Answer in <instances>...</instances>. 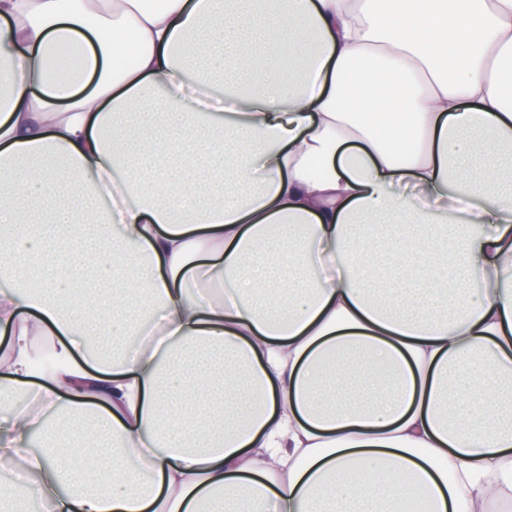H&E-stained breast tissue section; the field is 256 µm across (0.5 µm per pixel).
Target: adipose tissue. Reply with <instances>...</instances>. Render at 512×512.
<instances>
[{
  "mask_svg": "<svg viewBox=\"0 0 512 512\" xmlns=\"http://www.w3.org/2000/svg\"><path fill=\"white\" fill-rule=\"evenodd\" d=\"M506 168L512 0H0V512H486Z\"/></svg>",
  "mask_w": 512,
  "mask_h": 512,
  "instance_id": "ef3b65f1",
  "label": "adipose tissue"
}]
</instances>
